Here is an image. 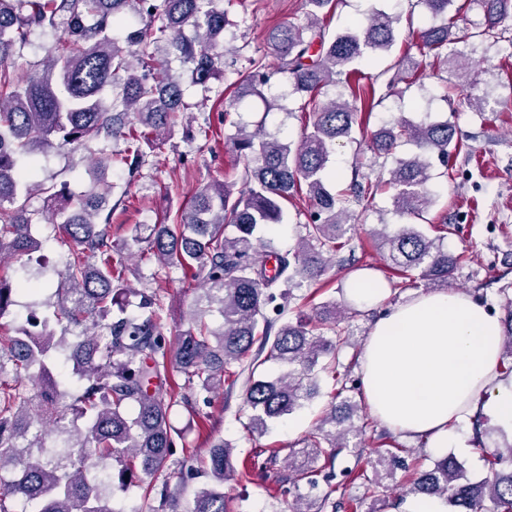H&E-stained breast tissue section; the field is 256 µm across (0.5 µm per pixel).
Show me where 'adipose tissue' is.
<instances>
[{
	"label": "adipose tissue",
	"instance_id": "ef3b65f1",
	"mask_svg": "<svg viewBox=\"0 0 512 512\" xmlns=\"http://www.w3.org/2000/svg\"><path fill=\"white\" fill-rule=\"evenodd\" d=\"M502 327L482 301L456 292L415 296L377 320L361 384L371 413L443 450L479 410L512 428V382L498 371Z\"/></svg>",
	"mask_w": 512,
	"mask_h": 512
}]
</instances>
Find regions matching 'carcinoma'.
I'll use <instances>...</instances> for the list:
<instances>
[{
  "label": "carcinoma",
  "mask_w": 512,
  "mask_h": 512,
  "mask_svg": "<svg viewBox=\"0 0 512 512\" xmlns=\"http://www.w3.org/2000/svg\"><path fill=\"white\" fill-rule=\"evenodd\" d=\"M223 0H0V266L9 259L32 260L43 243L33 233L36 224L56 225L68 243L69 258L56 286L58 300L36 299L26 326L13 336H0V474L18 472V479L0 484V512H13L8 501H34L38 512H117L104 500L112 480L90 473L114 461L118 482L153 478L178 467L180 480L197 478L192 461L172 460L177 432L169 422L173 407L194 410L188 395L163 390L169 370L185 376L198 394L224 387V375L247 374L246 427L262 435L270 420L293 413L316 393L319 374L335 384V397L355 390L351 370L340 360L346 343L336 317V304L320 306L314 317L283 320L294 291L323 275L330 257L347 246L352 230L350 204L361 205L381 189H393V211L420 218L433 203L429 185L434 178L431 157L448 165L455 128L446 120L413 122L405 117L386 122L370 134L377 157L393 159L389 179L354 181L351 197L332 191L329 160L337 142L351 138L353 127L364 126L357 102L369 100V89L351 79L353 65L391 50L399 16L371 8L362 30L326 33L319 13L340 0H306L308 20L277 27L270 33L275 72L288 76L290 94L306 96L313 121L297 146L258 127L239 130L235 150L244 160L239 181L212 180L195 191L189 204L177 208L160 224L137 225L126 251L152 256L163 266L191 273L197 296L187 327L175 342L160 327L161 305L139 293L138 313H127L134 294L123 281L122 259L112 243V211L107 194L90 189L80 198L51 191L38 180L40 157L54 150L93 149L103 137L121 139L118 153L94 149L91 174L122 165L134 177L147 152L160 147L184 115L182 80L202 91L221 78L226 60L217 51L227 12ZM454 0H417L435 23L420 33L423 46L447 62L457 58L455 45L473 37L498 40L502 18L512 0H472L483 20L476 31L458 30L446 21ZM138 15L142 26L125 23V13ZM192 28L196 36L184 35ZM51 36L43 45L38 72L18 79L8 62L21 54L33 32ZM174 53L188 64L182 74L157 72L159 51ZM243 89L262 93L272 73L261 59L249 60ZM389 92L410 80L414 64L398 60ZM342 83L349 98L321 104L319 91ZM111 96H105V91ZM211 126L188 134L199 152L209 148ZM419 153L395 157L402 140ZM306 188L312 202L311 223L304 225L292 250L279 251L256 236L265 224L283 223L281 201ZM46 194V208L30 211L33 195ZM234 233H226L227 227ZM376 244L396 274L448 290L459 258L414 224L393 233L377 232ZM15 289L0 276V320L14 305ZM277 317L266 316L276 300ZM221 321L213 329L212 313ZM508 346L499 369L512 374V301L507 307ZM66 356L80 386L62 388L54 375L55 361ZM281 367L278 375L263 373L265 363ZM237 364L240 371L230 370ZM358 416L361 425L351 422ZM84 421L78 427V421ZM368 415L352 404L346 414L331 410L308 434L307 461L276 480L278 512H340L353 500L336 499V475L331 470L348 447L346 434H362ZM475 450L487 458L489 476L479 482L465 478L451 458L414 472L401 499L438 496L452 512H512V443L504 448L483 445V417L473 422ZM61 442L59 449L42 444V428ZM44 456L32 459L31 449ZM235 446L221 439L209 451V483L195 496L191 512H234L224 483L249 480L251 465L235 460ZM328 465L317 466L322 454ZM377 463L405 467L409 448H378ZM366 495L385 500L381 478L361 469ZM328 491L311 498L320 482ZM308 488L303 492L302 488ZM315 509H310L308 499ZM174 493L163 482L142 512H168Z\"/></svg>",
  "instance_id": "cac0c4a2"
}]
</instances>
